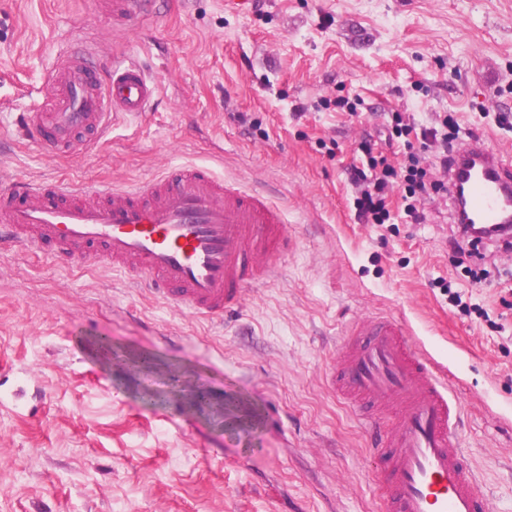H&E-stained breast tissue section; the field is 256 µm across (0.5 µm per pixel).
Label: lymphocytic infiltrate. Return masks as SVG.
I'll use <instances>...</instances> for the list:
<instances>
[{"mask_svg": "<svg viewBox=\"0 0 512 512\" xmlns=\"http://www.w3.org/2000/svg\"><path fill=\"white\" fill-rule=\"evenodd\" d=\"M390 127L391 137L403 143V158L395 164L364 148L365 160L352 169L350 176L356 216L364 224L391 223L390 195L396 190L405 223H425L422 197L448 196V145L459 138L461 126L453 115L443 114L436 125L420 129L404 113L396 112Z\"/></svg>", "mask_w": 512, "mask_h": 512, "instance_id": "1", "label": "lymphocytic infiltrate"}]
</instances>
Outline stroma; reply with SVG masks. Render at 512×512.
Returning <instances> with one entry per match:
<instances>
[{
	"instance_id": "35a3bbf8",
	"label": "stroma",
	"mask_w": 512,
	"mask_h": 512,
	"mask_svg": "<svg viewBox=\"0 0 512 512\" xmlns=\"http://www.w3.org/2000/svg\"><path fill=\"white\" fill-rule=\"evenodd\" d=\"M262 3L150 0L133 18L0 0V185L129 187L204 163L272 189L290 234L280 276L215 320L129 287L106 258L0 245V512H382L380 465L326 381L339 337L376 315L442 369L492 512H512V250L473 281L449 205L426 202L425 224H360L348 181L363 139L398 158L397 111L453 113L512 158V0ZM72 46L104 74L142 62L158 92L93 149L55 156L22 117ZM339 95L366 111L324 107Z\"/></svg>"
}]
</instances>
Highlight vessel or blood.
I'll use <instances>...</instances> for the list:
<instances>
[{"label":"vessel or blood","mask_w":512,"mask_h":512,"mask_svg":"<svg viewBox=\"0 0 512 512\" xmlns=\"http://www.w3.org/2000/svg\"><path fill=\"white\" fill-rule=\"evenodd\" d=\"M49 81L53 98L26 113L23 130L60 156L77 134L99 139L118 117L141 115L157 92L139 64H118L103 80L73 52ZM448 195L467 200V223L511 224L512 163L472 139L454 156ZM285 222L269 198L205 165L142 187L17 180L0 189V240L53 245L63 256L73 245L101 250L165 304L210 319L237 311L246 289L277 272ZM330 382L372 434L386 512H488L455 433L459 407L403 325L379 316L352 327L336 345Z\"/></svg>","instance_id":"1"}]
</instances>
